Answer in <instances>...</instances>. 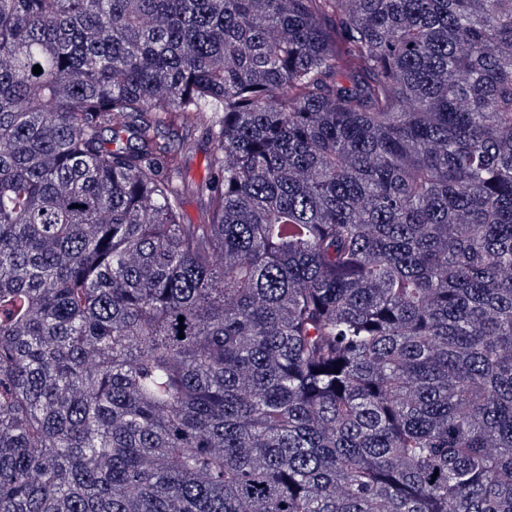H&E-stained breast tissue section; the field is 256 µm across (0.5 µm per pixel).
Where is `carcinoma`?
<instances>
[{
  "label": "carcinoma",
  "mask_w": 512,
  "mask_h": 512,
  "mask_svg": "<svg viewBox=\"0 0 512 512\" xmlns=\"http://www.w3.org/2000/svg\"><path fill=\"white\" fill-rule=\"evenodd\" d=\"M0 512H512V0H0ZM196 148L186 153L183 162V178L192 186L184 199L183 211L187 221L198 223L206 208V200L195 191V185L199 184L206 176V161L210 152V144L201 135L196 136Z\"/></svg>",
  "instance_id": "carcinoma-1"
}]
</instances>
